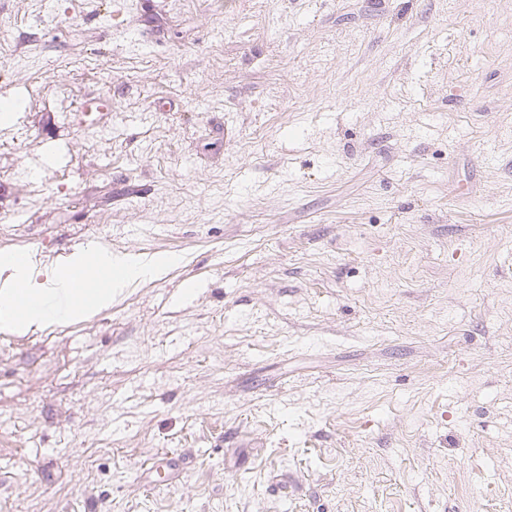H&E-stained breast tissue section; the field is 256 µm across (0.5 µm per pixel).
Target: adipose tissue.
Here are the masks:
<instances>
[{
    "label": "adipose tissue",
    "instance_id": "ef3b65f1",
    "mask_svg": "<svg viewBox=\"0 0 512 512\" xmlns=\"http://www.w3.org/2000/svg\"><path fill=\"white\" fill-rule=\"evenodd\" d=\"M99 261L102 266L121 271L120 279L111 287L92 290L90 296L73 294L71 282L77 276L78 268L84 267L83 255H74L67 265L52 269L44 280H37L34 271L36 260L33 253H26L23 265L0 257V274L8 273L11 282H20L32 304L20 309L18 298L11 287L0 289V324H8L13 331L26 332L31 328H43L58 320H77L90 313L107 308L112 304L116 291L126 282L160 275L177 264V257L142 259L124 253L101 249Z\"/></svg>",
    "mask_w": 512,
    "mask_h": 512
}]
</instances>
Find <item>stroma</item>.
<instances>
[{
    "instance_id": "stroma-1",
    "label": "stroma",
    "mask_w": 512,
    "mask_h": 512,
    "mask_svg": "<svg viewBox=\"0 0 512 512\" xmlns=\"http://www.w3.org/2000/svg\"><path fill=\"white\" fill-rule=\"evenodd\" d=\"M1 68L0 251L179 262L0 330V512H512V0H0Z\"/></svg>"
}]
</instances>
